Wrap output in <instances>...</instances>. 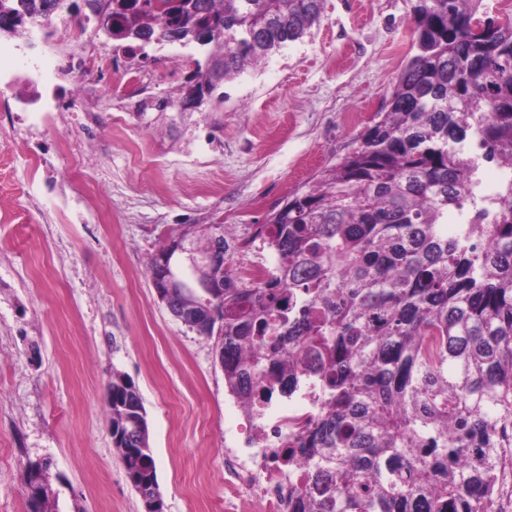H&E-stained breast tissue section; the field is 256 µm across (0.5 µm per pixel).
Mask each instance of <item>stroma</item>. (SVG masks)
Listing matches in <instances>:
<instances>
[{"label":"stroma","mask_w":512,"mask_h":512,"mask_svg":"<svg viewBox=\"0 0 512 512\" xmlns=\"http://www.w3.org/2000/svg\"><path fill=\"white\" fill-rule=\"evenodd\" d=\"M409 0H324L319 21L196 109L128 115L105 133L98 208L55 223L57 196L28 179V152L0 130L12 188L40 196L0 223V512H31L23 473L49 460L58 512H145L109 432L121 373L147 413L163 512H225L232 409L213 340L158 299L147 262L186 224L266 223L294 192L351 153L411 55Z\"/></svg>","instance_id":"1"}]
</instances>
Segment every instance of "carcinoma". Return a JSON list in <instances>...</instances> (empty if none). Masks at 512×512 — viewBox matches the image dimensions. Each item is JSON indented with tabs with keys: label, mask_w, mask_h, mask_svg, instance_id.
Wrapping results in <instances>:
<instances>
[{
	"label": "carcinoma",
	"mask_w": 512,
	"mask_h": 512,
	"mask_svg": "<svg viewBox=\"0 0 512 512\" xmlns=\"http://www.w3.org/2000/svg\"><path fill=\"white\" fill-rule=\"evenodd\" d=\"M112 39L133 28L183 32L212 46L192 79L214 91L302 39L323 0H112ZM483 0H410L413 55L387 110L359 145L265 224H189L150 258L189 266L173 247L224 249V311L193 284L160 299L206 338L229 393L248 413L275 394L318 393L289 441L299 464L288 512H502V455L512 447V22ZM59 0H0V34L47 17ZM501 176L486 190L481 170ZM457 231L448 235V215ZM275 258L257 283L233 255ZM112 444L140 496L159 495L138 389L115 375Z\"/></svg>",
	"instance_id": "cac0c4a2"
}]
</instances>
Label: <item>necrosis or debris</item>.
<instances>
[{
    "label": "necrosis or debris",
    "instance_id": "4bbe7bcc",
    "mask_svg": "<svg viewBox=\"0 0 512 512\" xmlns=\"http://www.w3.org/2000/svg\"><path fill=\"white\" fill-rule=\"evenodd\" d=\"M49 21L71 24L68 16L54 12L48 20L27 22L19 42L0 43V126H9L16 139L30 144L32 174L41 176L48 193L61 196L76 163L100 147L99 115L84 110V99L101 83L122 92L111 121L125 124L127 113L147 108L139 92L147 72L136 64L140 49L113 54L77 40L59 50L54 71H47L42 30ZM315 413L313 398L305 393L294 407L269 405L260 416L246 419L243 440L224 450L227 501L246 500L254 512H286L285 445Z\"/></svg>",
    "mask_w": 512,
    "mask_h": 512
}]
</instances>
